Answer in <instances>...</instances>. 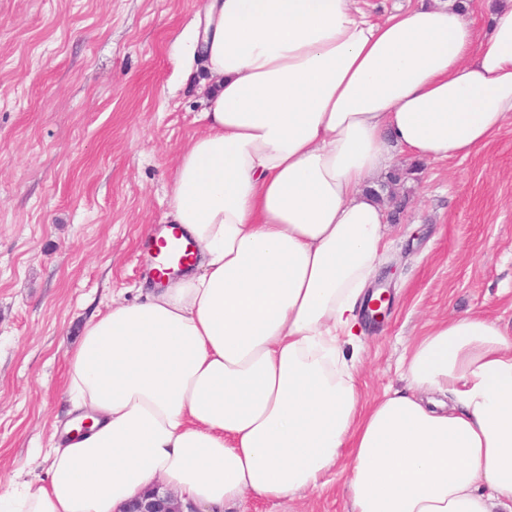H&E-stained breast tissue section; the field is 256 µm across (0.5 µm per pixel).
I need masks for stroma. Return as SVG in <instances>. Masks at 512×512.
<instances>
[{
	"label": "stroma",
	"instance_id": "obj_1",
	"mask_svg": "<svg viewBox=\"0 0 512 512\" xmlns=\"http://www.w3.org/2000/svg\"><path fill=\"white\" fill-rule=\"evenodd\" d=\"M205 0H0V482L46 479L70 419L66 354L85 321L158 287L144 246L168 223L176 162L201 130L192 40ZM392 291L361 323L362 403L405 388L432 321L478 313L512 335V122L465 159L396 152L379 174ZM346 465L237 512H348Z\"/></svg>",
	"mask_w": 512,
	"mask_h": 512
}]
</instances>
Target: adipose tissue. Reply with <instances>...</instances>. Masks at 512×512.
<instances>
[{"instance_id":"adipose-tissue-1","label":"adipose tissue","mask_w":512,"mask_h":512,"mask_svg":"<svg viewBox=\"0 0 512 512\" xmlns=\"http://www.w3.org/2000/svg\"><path fill=\"white\" fill-rule=\"evenodd\" d=\"M361 0H211L202 130L168 207L202 257L145 302L89 319L48 482L0 512H117L156 484L202 512L322 487L349 512H512V337L433 323L369 406L344 356L387 222L371 194L399 147L466 158L512 121V0L372 19Z\"/></svg>"}]
</instances>
